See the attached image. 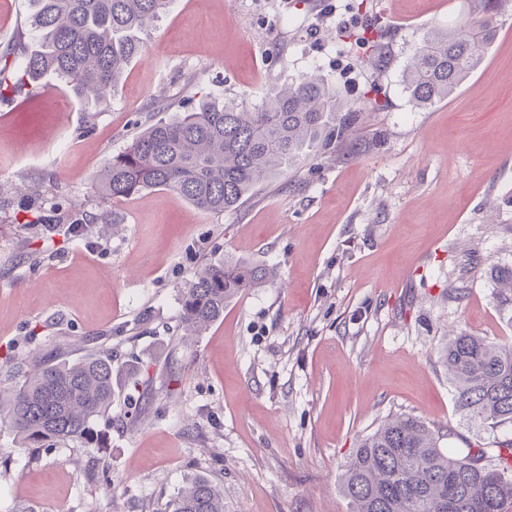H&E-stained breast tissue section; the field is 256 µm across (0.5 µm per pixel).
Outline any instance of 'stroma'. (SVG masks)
I'll return each mask as SVG.
<instances>
[{"label":"stroma","instance_id":"stroma-1","mask_svg":"<svg viewBox=\"0 0 512 512\" xmlns=\"http://www.w3.org/2000/svg\"><path fill=\"white\" fill-rule=\"evenodd\" d=\"M468 15V0H173L104 111L62 85L0 101V355L101 336L119 369L93 442L26 448L0 422V512H165L200 476L224 512H349L342 465L388 418L450 429L454 452L512 439L461 420L440 355L462 331L512 337L496 280L512 268V0L451 96L419 106L403 82L426 35ZM306 74L357 112L351 135L237 209L100 195L159 120L155 95L256 105ZM48 183L112 218L107 234L32 231L14 188ZM224 258L275 276L186 335L182 290Z\"/></svg>","mask_w":512,"mask_h":512}]
</instances>
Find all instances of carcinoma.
<instances>
[{
	"mask_svg": "<svg viewBox=\"0 0 512 512\" xmlns=\"http://www.w3.org/2000/svg\"><path fill=\"white\" fill-rule=\"evenodd\" d=\"M471 19L433 32L407 62L404 83L419 106L449 97L483 63L496 37L497 0H470ZM171 0H30L29 33L0 44V100L39 85L47 74L73 96L97 108L110 104L130 63L145 49L149 22ZM336 91L319 75H306L270 92L252 108L205 98L187 112L146 127L99 177L102 196L125 199L155 188L177 191L202 212L237 208L261 183L311 152L350 135L356 113L343 111ZM73 224L106 218L74 209ZM272 271L238 259L199 268L181 298L185 331L199 332ZM498 298L512 304V268L499 271ZM443 358L459 414L479 426L512 423V341L491 342L460 333ZM22 381L0 390V416L28 445L89 438L112 408V348L70 360L60 347L18 366ZM443 435L412 416L385 421L343 465L341 490L350 512H442L455 499L458 512H504L512 502V463L493 466L485 452L454 456ZM171 512H224V494L201 476L183 488Z\"/></svg>",
	"mask_w": 512,
	"mask_h": 512,
	"instance_id": "carcinoma-1",
	"label": "carcinoma"
}]
</instances>
